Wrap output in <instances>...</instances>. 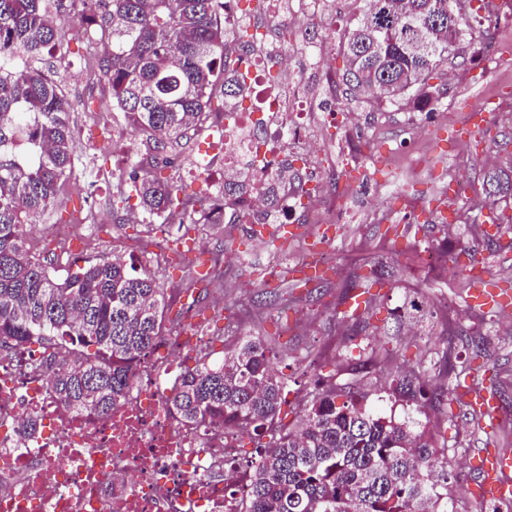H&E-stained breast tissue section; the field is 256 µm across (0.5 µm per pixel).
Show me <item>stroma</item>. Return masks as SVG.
<instances>
[{
    "mask_svg": "<svg viewBox=\"0 0 512 512\" xmlns=\"http://www.w3.org/2000/svg\"><path fill=\"white\" fill-rule=\"evenodd\" d=\"M84 36L64 33L44 64L73 102L70 122L78 144L79 160L59 192L60 205L46 221L69 224L73 236L66 247L51 240L29 236L30 253L59 257L69 251L84 262L99 253L129 254L147 240L143 221H131L137 199H125L130 181V161L121 146L106 141L99 125L112 112V90L103 78L100 64L111 38L98 25L85 24ZM493 94L512 95V53H506L497 71L481 74L479 64L448 69V91L431 103L422 124L408 127L405 111L386 108L368 112L348 95H341L345 111L355 113L357 130L370 131L369 152L386 153L391 142L409 139L430 151L435 161L408 179L392 181L387 165L359 172L355 191L348 200L367 207L377 191L388 197L392 221L388 224H339L328 243L336 255V272L308 286L285 279L288 307H268L258 297L267 277L266 253L257 248L244 224H209L201 233L202 246L216 263L210 264V283L192 290L199 317L217 319L219 326L238 336H259L272 347L276 369L286 370L288 398H304L313 387L312 375L287 367V355H319L336 365L337 384L353 382L352 371L372 357H379L382 381L416 372L446 384L444 368L454 360L460 383L477 386L499 405L501 419L489 425L457 402L448 400L431 407L382 389V381L366 378L363 390L368 407L383 416L413 422L431 436L439 451L453 462L448 492L453 512H487L475 488L479 472L475 457L484 451L512 452V318L497 316L469 302L462 275H445L428 266L425 252L466 248L480 255L497 280L512 283V226L502 225L499 235L486 234L478 219L456 221L455 211L434 210L433 202L448 193V169L465 176L471 197L484 194L485 173L512 169V122L490 119L481 133L459 140L452 124L437 120L451 106L476 108ZM207 128L191 130L187 145L170 165H163L154 143L137 138L142 168L149 169L192 193L197 207L209 204L211 193L222 181L194 173L187 159L202 150ZM108 177L92 194H85L78 181L86 163ZM380 264L399 267L398 282L375 288V300L364 324L338 319L348 306L344 285L354 272H369Z\"/></svg>",
    "mask_w": 512,
    "mask_h": 512,
    "instance_id": "1",
    "label": "stroma"
}]
</instances>
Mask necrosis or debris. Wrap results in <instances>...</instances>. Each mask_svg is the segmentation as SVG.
Wrapping results in <instances>:
<instances>
[{"label": "necrosis or debris", "instance_id": "1", "mask_svg": "<svg viewBox=\"0 0 512 512\" xmlns=\"http://www.w3.org/2000/svg\"><path fill=\"white\" fill-rule=\"evenodd\" d=\"M278 21L285 39L260 45L245 63L254 103L213 119L215 148L191 165L252 179V191L234 206L237 221L249 224L265 205L264 183L279 173L280 157L301 156L315 174L286 180L282 222L342 224L346 210L329 186L336 160L325 139L331 129L344 138L349 124L342 113L322 109L309 91L314 75L333 96L336 77L324 63L336 38L319 0H288ZM302 36L309 39L305 70L292 63ZM286 88L293 92L287 101ZM168 394L146 363L109 417L87 420L57 402L43 373L0 357V512H237L249 478L244 470L224 472L235 438L180 423L166 406ZM31 417L40 428L28 435L23 425ZM228 480L236 497L225 491Z\"/></svg>", "mask_w": 512, "mask_h": 512}]
</instances>
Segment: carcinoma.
<instances>
[{
	"label": "carcinoma",
	"instance_id": "obj_1",
	"mask_svg": "<svg viewBox=\"0 0 512 512\" xmlns=\"http://www.w3.org/2000/svg\"><path fill=\"white\" fill-rule=\"evenodd\" d=\"M61 0H0V352L29 350L46 370V384L75 413L106 418L129 393L136 371L167 337L187 330L169 316L166 290L151 272L102 255L57 274L55 263L26 250L28 225L51 212L71 174L77 145L72 103L46 72L27 65L58 45L55 12ZM88 6L112 34L101 71L113 107L134 133L171 152L189 129L212 112L216 79L223 77L224 111L244 91L243 75L226 67L242 61L248 31L236 40L221 22L225 0H109L104 13ZM341 32L342 84L365 108L424 109L447 91L448 64L463 65L483 37L468 0H363ZM139 207L151 225L181 204L173 183L148 170L134 178ZM485 203L512 199V172L484 178ZM247 190L224 180L222 197ZM224 220V203L183 212L187 236ZM380 265L373 276L354 273L348 294L393 281ZM195 366L174 377L171 414L203 429H222L258 441L247 465L249 493L237 512H448L451 461L407 423L364 405L354 384L319 378L314 390L288 407V375L274 372L263 340L209 338ZM408 400L441 403L449 395L419 375L390 383ZM294 415V425L285 423Z\"/></svg>",
	"mask_w": 512,
	"mask_h": 512
}]
</instances>
